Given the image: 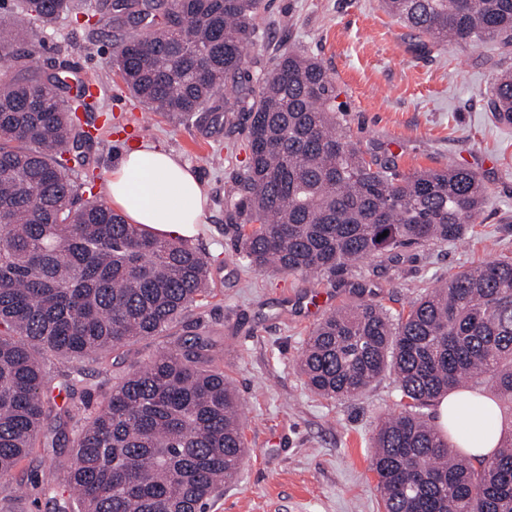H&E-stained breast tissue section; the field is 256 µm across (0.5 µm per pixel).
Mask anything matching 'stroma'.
Here are the masks:
<instances>
[{"label":"stroma","instance_id":"1","mask_svg":"<svg viewBox=\"0 0 512 512\" xmlns=\"http://www.w3.org/2000/svg\"><path fill=\"white\" fill-rule=\"evenodd\" d=\"M97 0L52 25L16 19L33 63L71 61L83 79L108 75L83 118L95 129L85 169L101 200L107 173L123 150L142 142L177 155L197 172L208 194L205 224L190 244L207 258L214 294L191 306L184 320L213 336L224 375L241 403L247 453L237 479L208 504V512H384L372 469L371 438L399 394L385 375L351 399L314 395L296 367L316 319L306 311L314 293L334 308L362 301L401 311L426 286L466 267L512 258V125L504 126L475 87L512 67V48L430 43L387 13L382 0H261L260 37L248 46L243 70L252 74L293 50L316 58L333 77L349 139L395 163L404 175L459 166L475 171L487 200L465 239L400 252L397 260L367 261L327 278L261 273L239 261L224 214V190L247 156L244 120L232 131L204 133L171 121L131 98L110 71L122 29L88 22ZM221 163L206 165L205 155ZM173 336L145 338L111 352L86 369L91 403L109 395L127 373L162 351ZM43 448L0 480V512H52L35 485L46 463Z\"/></svg>","mask_w":512,"mask_h":512}]
</instances>
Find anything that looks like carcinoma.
<instances>
[{
    "instance_id": "cac0c4a2",
    "label": "carcinoma",
    "mask_w": 512,
    "mask_h": 512,
    "mask_svg": "<svg viewBox=\"0 0 512 512\" xmlns=\"http://www.w3.org/2000/svg\"><path fill=\"white\" fill-rule=\"evenodd\" d=\"M261 0H101L98 22L131 26L112 57L149 111L210 132L228 113L248 124V155L224 191L241 262L256 271L332 276L430 241L456 242L487 199L466 168L402 176L347 137L333 79L284 52L243 75ZM429 41L512 44V0H383ZM75 0H15L43 25ZM0 15V479L88 408L81 371L64 376L56 410L49 358L94 361L157 336L213 290L206 257L180 237L129 224L75 177L91 136L71 105L91 94L67 60L31 69V52ZM231 86L234 100L224 96ZM493 112L512 120V70L492 78ZM388 235H383V232ZM214 343L179 339L112 387L76 426L74 454L48 465L54 512H206L245 455L240 405ZM297 366L328 399L354 398L391 372L398 409L372 437L384 512H512V259L459 271L392 313L370 300L329 312ZM451 392L497 411L461 441L497 447L473 464L424 409Z\"/></svg>"
}]
</instances>
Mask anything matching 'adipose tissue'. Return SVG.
Listing matches in <instances>:
<instances>
[{"label":"adipose tissue","instance_id":"adipose-tissue-1","mask_svg":"<svg viewBox=\"0 0 512 512\" xmlns=\"http://www.w3.org/2000/svg\"><path fill=\"white\" fill-rule=\"evenodd\" d=\"M108 189L129 223L161 234L191 238L206 215L207 196L192 168L148 143L121 153Z\"/></svg>","mask_w":512,"mask_h":512}]
</instances>
